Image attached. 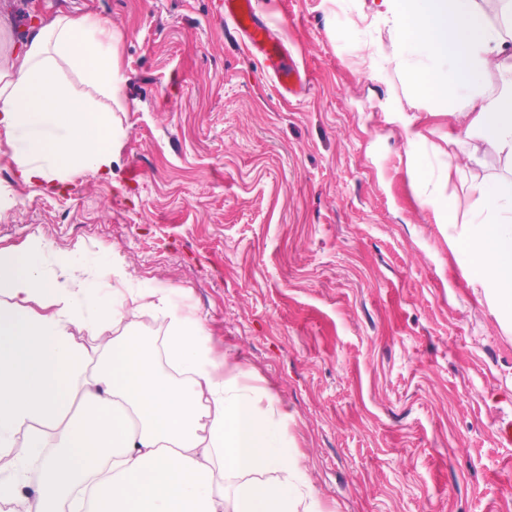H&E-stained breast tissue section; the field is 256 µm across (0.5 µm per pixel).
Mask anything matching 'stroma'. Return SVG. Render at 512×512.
Wrapping results in <instances>:
<instances>
[{
  "mask_svg": "<svg viewBox=\"0 0 512 512\" xmlns=\"http://www.w3.org/2000/svg\"><path fill=\"white\" fill-rule=\"evenodd\" d=\"M262 8L310 76L301 96L227 37L218 0H0L5 57L32 16H98L123 106L111 178L56 191L15 180L0 133V249L40 239L120 260L130 288L177 286L214 350L276 396L277 443L303 454L323 512H512V333L453 244L468 185L512 159L469 158L465 99L419 91L432 63L379 0Z\"/></svg>",
  "mask_w": 512,
  "mask_h": 512,
  "instance_id": "1",
  "label": "stroma"
}]
</instances>
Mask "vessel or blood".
Segmentation results:
<instances>
[{"label":"vessel or blood","mask_w":512,"mask_h":512,"mask_svg":"<svg viewBox=\"0 0 512 512\" xmlns=\"http://www.w3.org/2000/svg\"><path fill=\"white\" fill-rule=\"evenodd\" d=\"M229 32L250 55L262 58L284 95H298L308 83L304 69L287 63L285 44L275 37L263 17L260 0H222Z\"/></svg>","instance_id":"1"}]
</instances>
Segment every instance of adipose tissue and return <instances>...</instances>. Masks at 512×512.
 <instances>
[{
	"label": "adipose tissue",
	"instance_id": "ef3b65f1",
	"mask_svg": "<svg viewBox=\"0 0 512 512\" xmlns=\"http://www.w3.org/2000/svg\"><path fill=\"white\" fill-rule=\"evenodd\" d=\"M498 3L512 26V0ZM381 5L407 43L450 63L417 76L424 94L448 106L466 91L465 138L512 158V41L501 25L475 0ZM117 68L112 32L92 14L55 16L0 62V132L19 181L49 190L79 174L111 177ZM469 192L476 229L463 242L511 330L512 179ZM126 280L119 262H59L39 240L0 249V502L19 497L32 457L27 512H322L299 458L273 444L274 396L213 350L171 287L128 294ZM146 313L162 323L161 345L140 334ZM19 443L27 456L14 455Z\"/></svg>",
	"mask_w": 512,
	"mask_h": 512
}]
</instances>
